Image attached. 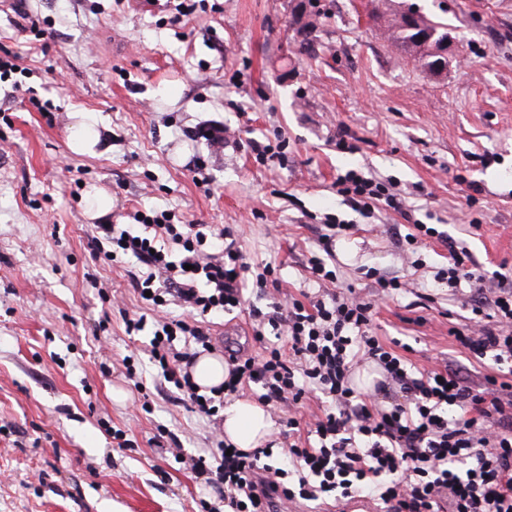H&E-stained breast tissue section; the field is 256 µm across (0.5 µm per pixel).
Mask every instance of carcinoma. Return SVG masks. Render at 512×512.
<instances>
[{
    "mask_svg": "<svg viewBox=\"0 0 512 512\" xmlns=\"http://www.w3.org/2000/svg\"><path fill=\"white\" fill-rule=\"evenodd\" d=\"M371 6V16L381 23L391 46L402 51L415 66L424 71L431 70L433 57L422 51L415 42L418 27L435 32L434 41L437 42L448 37V24L421 11L410 22L406 19L403 6L396 0H371Z\"/></svg>",
    "mask_w": 512,
    "mask_h": 512,
    "instance_id": "carcinoma-1",
    "label": "carcinoma"
}]
</instances>
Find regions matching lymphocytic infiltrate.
<instances>
[{
	"label": "lymphocytic infiltrate",
	"instance_id": "obj_1",
	"mask_svg": "<svg viewBox=\"0 0 512 512\" xmlns=\"http://www.w3.org/2000/svg\"><path fill=\"white\" fill-rule=\"evenodd\" d=\"M336 193L364 215L408 213L392 182L360 170L340 174ZM351 229L340 219L325 224L308 261L317 289L298 297L279 290L273 265L253 272L230 230L175 224L165 212L142 216L136 230L95 225L96 249L140 264L132 287L148 312L124 315L126 333L153 324L147 350L157 386L190 401L213 428L209 448L189 457L177 448L175 459L210 492L206 512H293L296 501L328 496L344 507L361 494L383 512H512V280L500 273L487 281L466 248L450 246L449 265L434 280L469 307L450 334L461 352L491 358L496 370L477 381L446 366L419 370L371 333L378 303L408 282L378 278L370 298L337 285L328 258ZM271 286L278 294L267 308L248 306L250 288ZM173 307L184 316L170 315ZM235 309L247 310L260 351H229L224 382L200 390L191 368L218 350L205 322ZM366 364L382 376L373 393L352 381L355 366ZM253 387L289 430H307V439L290 443L286 466L229 449L224 439L225 399ZM387 389L397 396L383 406L377 394ZM314 395L327 410L301 422Z\"/></svg>",
	"mask_w": 512,
	"mask_h": 512
}]
</instances>
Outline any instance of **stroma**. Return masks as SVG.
<instances>
[{
	"label": "stroma",
	"mask_w": 512,
	"mask_h": 512,
	"mask_svg": "<svg viewBox=\"0 0 512 512\" xmlns=\"http://www.w3.org/2000/svg\"><path fill=\"white\" fill-rule=\"evenodd\" d=\"M414 2L448 23L441 74L390 46L369 0H319L309 26L293 23L292 0H197L180 23L164 0H0V46L20 65L0 77V512H204L191 474L151 440L194 454L208 422L126 377L123 358L147 355L122 319L146 310L139 264L93 253L92 188L112 198L105 224L160 208L229 228L293 293L310 286L326 220L351 221L333 260L341 286L368 296L375 278L414 277V292L377 307L375 334L409 345L418 367L489 372L449 336L467 310L433 273L453 241L512 277V0ZM86 115L98 142L79 153L70 127ZM215 122L230 131L220 152L197 135ZM340 130L353 151L337 150ZM280 138L286 161L257 162L251 142ZM352 168L397 183L441 230L417 273L391 236L402 216L367 218L337 195Z\"/></svg>",
	"instance_id": "1"
}]
</instances>
